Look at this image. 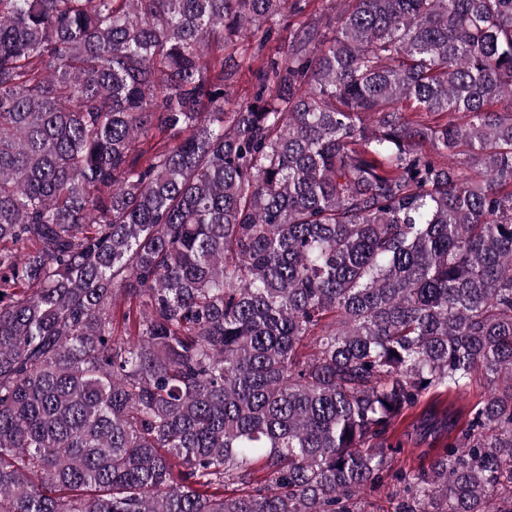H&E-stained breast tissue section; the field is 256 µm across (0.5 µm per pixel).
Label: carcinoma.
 <instances>
[{
    "label": "carcinoma",
    "mask_w": 512,
    "mask_h": 512,
    "mask_svg": "<svg viewBox=\"0 0 512 512\" xmlns=\"http://www.w3.org/2000/svg\"><path fill=\"white\" fill-rule=\"evenodd\" d=\"M308 8L0 0V512H512V0ZM251 74L247 70L241 71L231 87V94L228 102L225 103V109H232L237 103L243 102L251 93L252 80ZM488 393L487 382L481 377L474 379L470 385L468 391L461 397L454 398L452 396H443V403L438 408V416L442 415L444 408L448 407V413L454 414L461 418V426L467 416L469 410L474 407L479 401H481ZM430 399L414 411V415L410 416L406 422L400 426L397 436L401 441V448H403L400 455H397L399 463L408 468L419 469L422 467L427 468L434 459L437 448L440 447V441L434 439V436L424 434L422 426H420V414ZM414 424V426H412Z\"/></svg>",
    "instance_id": "1"
}]
</instances>
